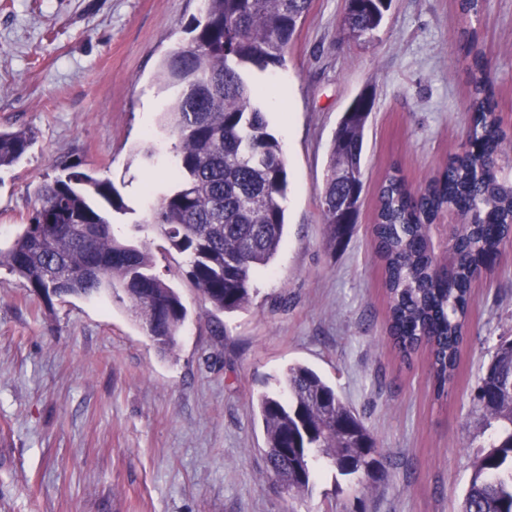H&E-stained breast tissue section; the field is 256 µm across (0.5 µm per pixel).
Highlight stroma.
<instances>
[{"instance_id": "stroma-1", "label": "stroma", "mask_w": 512, "mask_h": 512, "mask_svg": "<svg viewBox=\"0 0 512 512\" xmlns=\"http://www.w3.org/2000/svg\"><path fill=\"white\" fill-rule=\"evenodd\" d=\"M344 0H311L284 67L260 100L289 173L287 228L253 301L215 311L145 218L144 183H173L175 138L160 113L162 59L200 0H0V130L31 132L0 169V245L28 221L33 187L77 163L110 180L127 213L115 236L155 245V271L190 311L161 354L112 293L33 296L0 268V512H459L479 446L473 400L500 339H512V241L473 283L467 340L447 397L427 351L403 360L388 333L371 232L378 187L399 170L415 188L459 151L469 128L465 27L486 54L495 110L512 132V0H393L369 44L340 40ZM371 91L356 229L329 248L320 194L336 124ZM151 147L152 157L141 151ZM333 384L377 440L366 490L328 463L301 495L265 475L250 402L291 363Z\"/></svg>"}]
</instances>
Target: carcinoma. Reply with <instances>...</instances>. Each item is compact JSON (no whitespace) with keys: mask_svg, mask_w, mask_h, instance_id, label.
Instances as JSON below:
<instances>
[{"mask_svg":"<svg viewBox=\"0 0 512 512\" xmlns=\"http://www.w3.org/2000/svg\"><path fill=\"white\" fill-rule=\"evenodd\" d=\"M392 0H345L343 35L370 41ZM310 0H204L189 37L162 63L165 105L177 185L151 211L170 248L186 257L184 275L214 309L233 313L250 302L254 273L277 255L285 233L288 171L281 146L259 105L264 89L253 71L282 67ZM471 76V147L444 170L412 189L394 172L382 182L374 235L384 264L389 333L404 356L429 348L437 395L448 392L466 338L470 288L512 236V146L493 108V88L481 50L467 46ZM372 93L355 97L337 124L320 196L329 243L354 232L363 190L365 130ZM25 131H0V168L28 151ZM34 204L22 231L0 248V267L29 292L91 298L122 292L134 317L163 354L178 346L188 310L178 292L154 272L147 243L118 240L112 211L126 204L111 181L70 166L33 188ZM451 211L460 223L443 270L432 224ZM512 339L500 343L477 385L475 400L493 429L489 449L476 458L461 512H512ZM287 396L268 392L252 403L263 424L267 472L303 491L312 460L324 459L344 476L364 473L376 440L363 420L315 370L291 364Z\"/></svg>","mask_w":512,"mask_h":512,"instance_id":"carcinoma-1","label":"carcinoma"}]
</instances>
